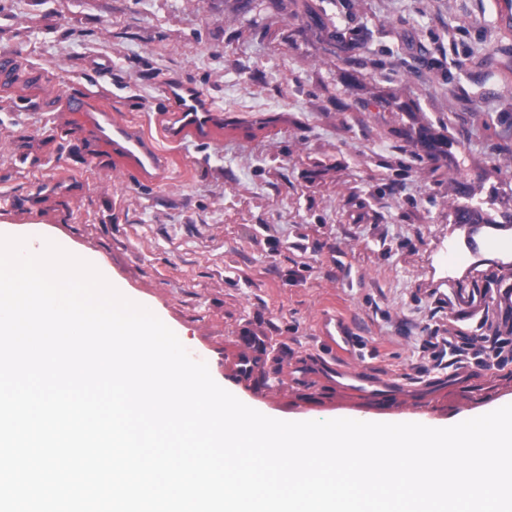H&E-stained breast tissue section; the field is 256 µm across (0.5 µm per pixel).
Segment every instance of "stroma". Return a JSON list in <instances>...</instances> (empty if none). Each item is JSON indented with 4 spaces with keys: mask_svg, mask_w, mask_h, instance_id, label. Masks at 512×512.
Returning <instances> with one entry per match:
<instances>
[{
    "mask_svg": "<svg viewBox=\"0 0 512 512\" xmlns=\"http://www.w3.org/2000/svg\"><path fill=\"white\" fill-rule=\"evenodd\" d=\"M0 229L92 252L275 419L338 413L447 425L512 399V30L498 0H0ZM208 91L233 126L162 133V79ZM106 90L169 158L160 182L86 165L63 92ZM42 158L19 167L16 155ZM473 203L480 224L455 221ZM351 328L345 365L390 381L337 400L322 315ZM466 349L435 363V329ZM266 347L264 387L226 367Z\"/></svg>",
    "mask_w": 512,
    "mask_h": 512,
    "instance_id": "35a3bbf8",
    "label": "stroma"
}]
</instances>
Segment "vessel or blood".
I'll list each match as a JSON object with an SVG mask.
<instances>
[{"label": "vessel or blood", "mask_w": 512, "mask_h": 512, "mask_svg": "<svg viewBox=\"0 0 512 512\" xmlns=\"http://www.w3.org/2000/svg\"><path fill=\"white\" fill-rule=\"evenodd\" d=\"M165 97L174 107V122L167 127L170 138L179 139L192 134L196 139L206 140L219 130L224 121L222 112L213 106L210 96L200 88L168 84ZM65 112L77 115L86 126L88 148L87 163H95L99 155H107L116 169L130 171L146 181L163 180L168 172L166 157L152 139L143 135L133 124L121 120L105 105L92 104L89 97H68L63 102ZM321 334L330 351H345L352 344L351 331L347 324L334 317H324ZM245 349L228 358L226 366L240 380L249 382L254 378L260 353L254 349L251 336H241ZM324 379L344 398L362 397L372 404L384 403L391 395L389 382L371 381L359 372L341 368L325 362L321 365Z\"/></svg>", "instance_id": "vessel-or-blood-1"}]
</instances>
